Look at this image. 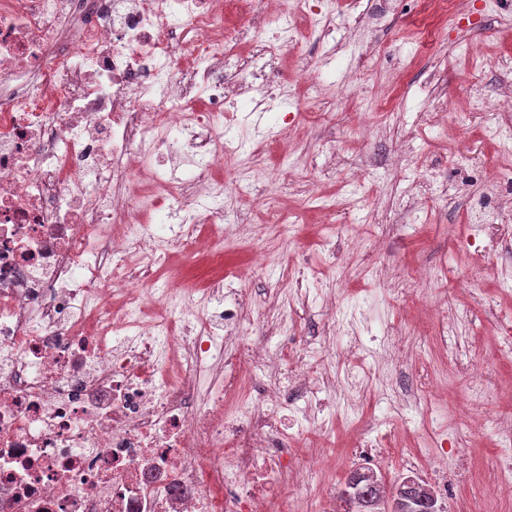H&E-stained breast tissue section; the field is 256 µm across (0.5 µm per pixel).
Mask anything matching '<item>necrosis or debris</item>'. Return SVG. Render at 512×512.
<instances>
[{"label":"necrosis or debris","mask_w":512,"mask_h":512,"mask_svg":"<svg viewBox=\"0 0 512 512\" xmlns=\"http://www.w3.org/2000/svg\"><path fill=\"white\" fill-rule=\"evenodd\" d=\"M224 0H0V512H299L336 360L243 340L224 133L267 31ZM192 166L204 211L166 163ZM181 223H170L173 211ZM207 257L202 296L151 278ZM224 295L226 336L207 328Z\"/></svg>","instance_id":"4bbe7bcc"}]
</instances>
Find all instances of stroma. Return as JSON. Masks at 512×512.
Segmentation results:
<instances>
[{
  "label": "stroma",
  "mask_w": 512,
  "mask_h": 512,
  "mask_svg": "<svg viewBox=\"0 0 512 512\" xmlns=\"http://www.w3.org/2000/svg\"><path fill=\"white\" fill-rule=\"evenodd\" d=\"M414 0H337L330 27L306 21L296 57L278 46L265 53L264 87L254 101L235 106L240 154H251L254 141L267 142L265 164H280L273 203L290 227L295 242L268 240L276 262L249 277L244 286L256 303L246 334L264 341L271 321L291 326L296 339L318 350L336 351L347 336L370 343L392 326L406 343L418 348L412 362L397 369L402 399L410 408L386 413L374 394L360 404L334 400V420L325 440L332 468L323 483H312L304 499L314 512L327 492H339L352 470H372L386 486L414 478L433 488L444 512H512V499L486 496L500 438L497 430L470 425L454 416L465 393L468 375L479 369L485 381L488 408L512 416V352L495 349L493 330L512 322V287H501L496 273L512 271V249L488 250L484 264L470 270V242L484 243L474 221L477 204L495 192L512 188V160H501L494 145L483 144V173L457 172L448 163L450 145L429 124L431 112L447 113L459 141L480 142L483 123L493 113L460 119L457 105L479 98L493 105L512 83V0H467L463 15L417 21ZM312 65L320 81L302 104L284 96L266 95L265 86L281 84L294 61ZM396 87L392 116L372 110L379 84ZM304 123L301 135L285 141V124ZM318 184L333 212L312 211L310 184ZM358 227L363 247L348 252L345 237ZM418 265L431 271L419 295L442 300L449 313H462L455 357L433 352L432 336L417 324L396 290L383 285L377 270L404 276ZM336 295V317L347 331L328 334L322 312L327 293ZM440 381L442 409L430 414L429 425L454 422L459 446L448 451L449 478L424 456L414 473L403 468V449L387 455L357 449L361 432L373 425L407 435L417 447V410L429 399L428 387Z\"/></svg>",
  "instance_id": "1"
}]
</instances>
